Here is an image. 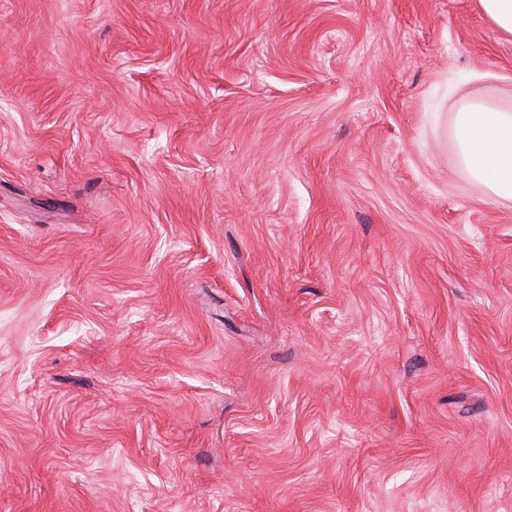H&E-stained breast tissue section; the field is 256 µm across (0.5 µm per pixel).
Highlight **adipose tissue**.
I'll use <instances>...</instances> for the list:
<instances>
[{"instance_id":"adipose-tissue-1","label":"adipose tissue","mask_w":512,"mask_h":512,"mask_svg":"<svg viewBox=\"0 0 512 512\" xmlns=\"http://www.w3.org/2000/svg\"><path fill=\"white\" fill-rule=\"evenodd\" d=\"M459 158L492 197L512 201V106L464 103L455 115Z\"/></svg>"}]
</instances>
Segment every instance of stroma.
I'll return each mask as SVG.
<instances>
[{
    "instance_id": "stroma-1",
    "label": "stroma",
    "mask_w": 512,
    "mask_h": 512,
    "mask_svg": "<svg viewBox=\"0 0 512 512\" xmlns=\"http://www.w3.org/2000/svg\"><path fill=\"white\" fill-rule=\"evenodd\" d=\"M465 97L476 0H0V512H512Z\"/></svg>"
}]
</instances>
